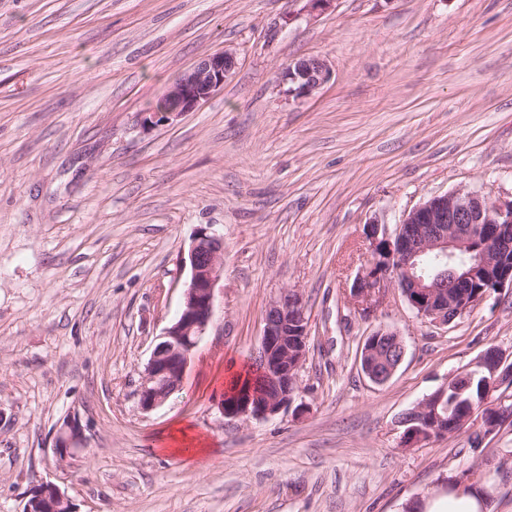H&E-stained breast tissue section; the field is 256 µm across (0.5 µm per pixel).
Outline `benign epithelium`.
<instances>
[{"label": "benign epithelium", "instance_id": "benign-epithelium-1", "mask_svg": "<svg viewBox=\"0 0 512 512\" xmlns=\"http://www.w3.org/2000/svg\"><path fill=\"white\" fill-rule=\"evenodd\" d=\"M235 64V56L226 50L204 56L169 85L159 103L143 113L142 125L171 124L185 113L195 111L224 86ZM328 78L329 69L318 57L295 61L284 75L289 84L288 96L297 100L312 96ZM480 240L483 244L476 248L475 266L490 273L500 255L512 251V199H492L457 189L409 210L393 236L379 224L368 225L365 245L369 259L351 288L353 307L368 315L394 288L422 322L439 328L448 326L452 322L448 312L463 316L486 300L488 294L482 288L473 294L462 292L471 288L474 272L463 269L431 276L419 268V258L434 253L449 261ZM182 263L188 268V277L179 315L165 328L141 375L139 406L145 412L164 404L182 387L190 360L212 322L215 289L224 276V236L211 224L198 227ZM263 322L253 360L276 394L268 396L266 389L259 388L225 403L222 410L227 417L268 418L287 411L294 403L308 341V317L301 294L293 289L281 292L266 307ZM404 354L400 333L381 327L367 336L361 348L360 370L380 385L393 376ZM507 365L509 356L499 349L484 352L474 363L493 375ZM447 387L445 383L427 396L414 408L412 416H402L400 423L406 426L404 446L415 447L446 433L438 407L443 404ZM85 444L86 436L76 417L66 419L56 431L54 448L62 458ZM482 482L479 471L474 469L471 475H458L448 485L466 492ZM23 512L77 509L58 486L42 483L31 490Z\"/></svg>", "mask_w": 512, "mask_h": 512}]
</instances>
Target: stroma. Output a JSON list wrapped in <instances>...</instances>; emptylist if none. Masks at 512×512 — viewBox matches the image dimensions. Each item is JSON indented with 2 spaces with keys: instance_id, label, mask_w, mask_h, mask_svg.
<instances>
[{
  "instance_id": "obj_1",
  "label": "stroma",
  "mask_w": 512,
  "mask_h": 512,
  "mask_svg": "<svg viewBox=\"0 0 512 512\" xmlns=\"http://www.w3.org/2000/svg\"><path fill=\"white\" fill-rule=\"evenodd\" d=\"M225 49L223 89L142 128ZM308 56L327 83L286 97ZM459 188L512 197V0H0V512L43 482L78 512H428L472 466L486 512H512L511 429L405 448L398 424L487 348L512 354V292L442 329L394 289L366 318L350 302L367 224L395 234ZM205 224L224 234L214 317L183 388L145 412ZM289 288L309 317L300 410L224 417L228 366ZM382 326L406 353L376 385L358 351ZM70 416L87 445L62 459ZM182 428L205 454L174 453Z\"/></svg>"
}]
</instances>
